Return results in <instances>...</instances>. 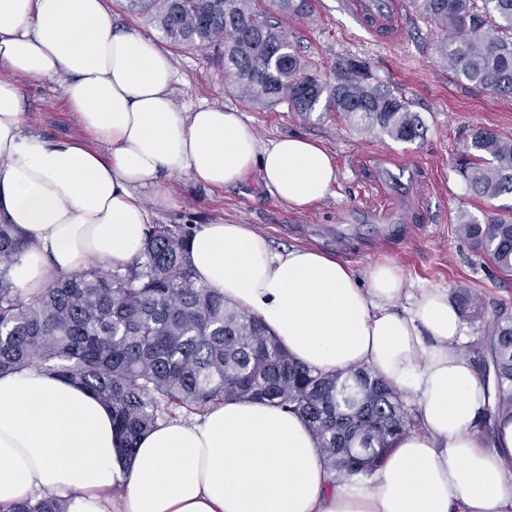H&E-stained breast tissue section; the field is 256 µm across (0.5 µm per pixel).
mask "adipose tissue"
Segmentation results:
<instances>
[{"instance_id": "obj_1", "label": "adipose tissue", "mask_w": 512, "mask_h": 512, "mask_svg": "<svg viewBox=\"0 0 512 512\" xmlns=\"http://www.w3.org/2000/svg\"><path fill=\"white\" fill-rule=\"evenodd\" d=\"M0 222L28 248L11 276L24 293L90 262L115 267L143 249L167 181L224 188L257 176L291 208L336 182L330 154L288 134L264 144L237 112L178 106L176 72L153 40L113 25L105 0H0ZM54 81L98 140L48 139L26 119L25 86ZM189 259L200 282L261 318L296 360L331 374L365 368L418 404L419 425L365 481L327 467L296 413L227 399L172 419L124 458L111 411L36 368L0 375V512L31 497L70 512H512V421L486 447L475 421L489 401L463 326L440 288H408L384 261L366 277L312 246L217 217Z\"/></svg>"}]
</instances>
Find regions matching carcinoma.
Returning a JSON list of instances; mask_svg holds the SVG:
<instances>
[{"mask_svg":"<svg viewBox=\"0 0 512 512\" xmlns=\"http://www.w3.org/2000/svg\"><path fill=\"white\" fill-rule=\"evenodd\" d=\"M445 35L437 50L448 68L495 95H512V0H413ZM175 46L209 49L232 91L264 107L282 103L309 115L335 112L368 133L420 137L422 121L371 63L336 60L313 72L281 17L310 14L312 0H128ZM456 171L472 195L512 196V138L471 130ZM462 235L499 270L512 273V214L464 218ZM192 233L150 224L133 262L63 275L35 295L15 287L11 270L28 248L14 224L0 223V375L32 364L93 393L112 410L121 453L175 410L202 413L226 398L291 409L306 420L328 467L368 477L396 439L416 427L398 393L364 368L324 375L295 360L257 316L194 277ZM463 317L480 314V295H457ZM492 383L478 420L495 429L512 420V314L501 309L473 349ZM56 497L27 500L12 512H68Z\"/></svg>","mask_w":512,"mask_h":512,"instance_id":"cac0c4a2","label":"carcinoma"}]
</instances>
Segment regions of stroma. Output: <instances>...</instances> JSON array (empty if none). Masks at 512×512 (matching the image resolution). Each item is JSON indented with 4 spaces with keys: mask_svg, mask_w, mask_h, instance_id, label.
I'll return each mask as SVG.
<instances>
[{
    "mask_svg": "<svg viewBox=\"0 0 512 512\" xmlns=\"http://www.w3.org/2000/svg\"><path fill=\"white\" fill-rule=\"evenodd\" d=\"M106 6L117 24L150 37L169 54L178 104L234 109L264 143L287 133L309 137L325 145L336 164L337 181L329 196L304 211L284 205L253 177L215 192L182 177L173 182L177 208L160 212L158 223L198 229L213 218L230 217L263 230L275 246L318 247L362 274L375 262L388 261L414 288H443L452 297L463 288L478 290L483 315L465 321L469 342L480 339L500 302L512 306V279L475 253L457 230L462 215L482 220L512 205V199L474 197L454 169L471 129L487 127L512 137V97L490 94L450 72L435 50L441 27L416 14L404 15L397 37L385 40L360 25L348 0H314L308 19L287 23L313 69L324 73L337 58L358 55L371 62L379 80L411 101L424 133L402 142L363 134L333 112L305 117L284 104H246L205 52L173 46L132 14L127 0H106ZM26 105L34 129L44 136L93 144L53 81L29 84ZM389 193L399 196L400 205L388 219L378 220L372 204Z\"/></svg>",
    "mask_w": 512,
    "mask_h": 512,
    "instance_id": "obj_1",
    "label": "stroma"
}]
</instances>
